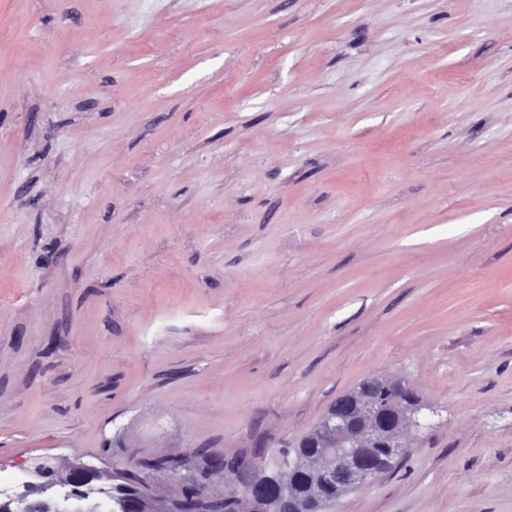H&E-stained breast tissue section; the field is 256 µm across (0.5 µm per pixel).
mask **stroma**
<instances>
[{
    "mask_svg": "<svg viewBox=\"0 0 512 512\" xmlns=\"http://www.w3.org/2000/svg\"><path fill=\"white\" fill-rule=\"evenodd\" d=\"M383 374L437 413L328 512H512V0H0V491Z\"/></svg>",
    "mask_w": 512,
    "mask_h": 512,
    "instance_id": "35a3bbf8",
    "label": "stroma"
}]
</instances>
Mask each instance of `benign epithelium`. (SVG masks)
Listing matches in <instances>:
<instances>
[{
  "instance_id": "7a95c632",
  "label": "benign epithelium",
  "mask_w": 512,
  "mask_h": 512,
  "mask_svg": "<svg viewBox=\"0 0 512 512\" xmlns=\"http://www.w3.org/2000/svg\"><path fill=\"white\" fill-rule=\"evenodd\" d=\"M403 394L397 402H374L367 391L340 396L341 408L326 417L313 447L322 449L324 463L315 468L323 487L336 492V499L358 490L375 479L383 469L373 461L374 449L382 447L400 456L408 447L414 432L426 423L423 410L435 414L428 404L407 405L415 391L397 380ZM197 453L209 460V475L219 478L229 475L224 469L226 459L208 448ZM250 463L237 461L234 476L235 498L252 504L266 498L270 487L247 477ZM95 481L105 497L93 500L82 487ZM22 491L0 497V512H126L122 501L112 500V468L101 467L93 461L53 459L46 465L34 461L23 471Z\"/></svg>"
}]
</instances>
